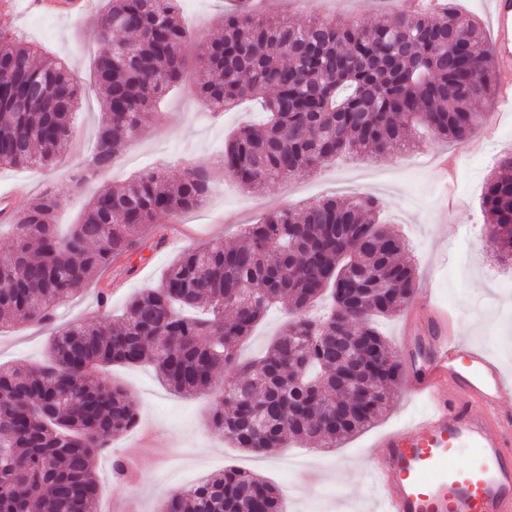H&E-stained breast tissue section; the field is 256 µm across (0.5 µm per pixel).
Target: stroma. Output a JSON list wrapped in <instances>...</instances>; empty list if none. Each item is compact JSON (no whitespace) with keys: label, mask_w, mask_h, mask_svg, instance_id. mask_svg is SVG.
<instances>
[{"label":"stroma","mask_w":512,"mask_h":512,"mask_svg":"<svg viewBox=\"0 0 512 512\" xmlns=\"http://www.w3.org/2000/svg\"><path fill=\"white\" fill-rule=\"evenodd\" d=\"M417 3L321 0L320 11L370 23L386 5L411 12ZM180 16L196 40L223 33L222 0H181ZM0 26L64 59L82 87L70 160L47 169L0 166V191L24 190L12 205L14 211H22L32 199L48 192L62 199L56 223L72 224L98 191L143 169L162 165L176 175L192 165L216 174L202 207L153 227V234L166 239L161 249L119 259L76 294L61 311L59 324L120 311L131 297L157 283L177 253L206 243L238 244L243 228L260 223L270 211L300 208L326 197L370 195L381 201L389 228L405 237L414 251L418 295L450 310L467 341L485 348L512 373V288L506 285L507 267L489 252L480 209L487 177L500 155L512 151V112L503 111L499 102L487 105L490 119L467 143L457 145L415 129L408 134V150L401 153L372 162L346 157L320 171L287 179L271 192L250 193L220 174V160L228 135L238 127L262 123L265 114L255 102L217 115L209 112L196 94L194 44L185 50L179 90L152 113L148 126L116 157L111 170L82 181L75 162L90 154L102 118L101 92L93 76L99 48L94 16L75 21L31 11L27 0H0ZM130 262L137 271L129 276L124 268ZM103 289L110 294L105 305L99 302ZM53 332V327L36 324L0 328V365L46 362ZM100 377L119 383L137 401L139 419L134 428L113 440L110 454L94 462L102 482L98 512H157L170 491L227 467L251 471L275 485L286 512H375L371 478L362 468L370 442L428 410L423 401H407L399 386L382 416L338 447L311 450L302 442L257 456L230 447L211 427L217 395L170 392L147 364L115 366ZM117 456L137 460L135 475L122 483L112 476V460Z\"/></svg>","instance_id":"35a3bbf8"}]
</instances>
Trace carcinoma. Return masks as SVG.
Segmentation results:
<instances>
[{
    "instance_id": "cac0c4a2",
    "label": "carcinoma",
    "mask_w": 512,
    "mask_h": 512,
    "mask_svg": "<svg viewBox=\"0 0 512 512\" xmlns=\"http://www.w3.org/2000/svg\"><path fill=\"white\" fill-rule=\"evenodd\" d=\"M180 0H108L97 18L95 60L103 89L97 144L85 181L147 125L180 81L193 41ZM441 17L425 6L383 15H224L223 35L198 43L196 90L211 112L260 100L265 124L236 129L222 172L262 193L342 154L371 159L406 149L422 127L461 143L482 123L478 107L498 92L487 34L451 0ZM114 16L124 24L110 25ZM81 91L71 72L36 45L0 31V165L53 167L73 139ZM210 175L178 178L163 166L94 196L81 219L53 223L62 200L35 198L8 225L0 252V322L51 324L83 285L114 260L163 239L148 229L201 206ZM493 256L512 263V152L485 181L481 202ZM373 196L324 198L269 213L243 243L186 249L158 284L112 318L55 331L47 362L0 367V512H96L94 458L131 429L137 404L119 384L93 382L112 365L151 364L179 394L212 392L211 423L234 447L265 455L290 441L333 448L387 409L402 369L375 320L415 292L404 240L380 224ZM288 321L265 353L242 362L238 347L269 307ZM158 512H284L279 490L237 468L170 492Z\"/></svg>"
}]
</instances>
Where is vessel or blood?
<instances>
[{
  "label": "vessel or blood",
  "instance_id": "vessel-or-blood-1",
  "mask_svg": "<svg viewBox=\"0 0 512 512\" xmlns=\"http://www.w3.org/2000/svg\"><path fill=\"white\" fill-rule=\"evenodd\" d=\"M512 111V0H485ZM95 0H53V12L79 18ZM417 336L402 334L405 393L428 413L377 436L369 468L381 512H512V376L483 348L456 336L446 310L424 304ZM467 451L462 467L454 456Z\"/></svg>",
  "mask_w": 512,
  "mask_h": 512
}]
</instances>
